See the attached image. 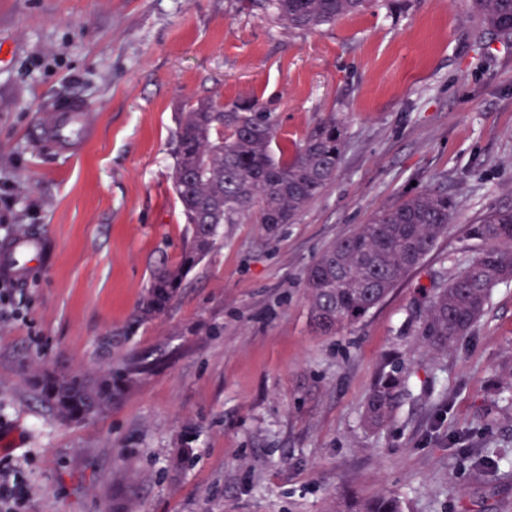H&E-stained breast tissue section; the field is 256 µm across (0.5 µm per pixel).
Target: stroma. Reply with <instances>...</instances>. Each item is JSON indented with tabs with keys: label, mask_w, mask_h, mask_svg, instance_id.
Returning a JSON list of instances; mask_svg holds the SVG:
<instances>
[{
	"label": "stroma",
	"mask_w": 512,
	"mask_h": 512,
	"mask_svg": "<svg viewBox=\"0 0 512 512\" xmlns=\"http://www.w3.org/2000/svg\"><path fill=\"white\" fill-rule=\"evenodd\" d=\"M0 54V242L55 244L25 277L0 273V471L24 487L21 512H331L384 493L404 512H512V461L464 462L475 445L512 449L495 395L512 282L446 353L412 316L421 288L480 249L468 226L512 208V42L470 0L374 4L315 30L248 0H0ZM199 97L259 100L288 155L336 115L345 151L294 223L222 225L167 311L137 326L152 272L186 245L172 149ZM64 102L98 118L77 151L39 142ZM417 189L453 200L447 234L364 321L322 334L306 269ZM111 333L127 336L111 356L155 367L106 413L59 417L33 375L101 371ZM394 357L402 398L365 432Z\"/></svg>",
	"instance_id": "35a3bbf8"
}]
</instances>
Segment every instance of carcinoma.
Instances as JSON below:
<instances>
[{"mask_svg": "<svg viewBox=\"0 0 512 512\" xmlns=\"http://www.w3.org/2000/svg\"><path fill=\"white\" fill-rule=\"evenodd\" d=\"M370 0H249L271 5L289 27L314 29L357 14ZM482 22L503 40L512 39V0H473ZM272 113L257 100L224 105L214 99L188 101L179 113L172 181L191 236L178 262L152 274L133 324L164 312L177 297L185 276L207 255L223 224L253 217L259 224H289L336 178L343 155V128L332 116L318 123L290 157L277 158ZM454 210L448 195L427 189L401 203L378 209L370 221L324 249L307 269L303 288L312 318L322 333L337 335L363 321L434 249L448 232ZM483 248L459 274L424 291L418 336L443 353L468 335L485 312L492 290L512 279V209L491 210L468 227ZM151 365L131 360L109 365L98 375L36 377L33 386L49 408L71 419L86 411L94 418L112 408ZM404 384L401 366L382 372L368 398L363 425L386 426ZM507 450L479 447L471 464L499 462ZM334 512H403L395 496L365 500Z\"/></svg>", "mask_w": 512, "mask_h": 512, "instance_id": "cac0c4a2", "label": "carcinoma"}]
</instances>
